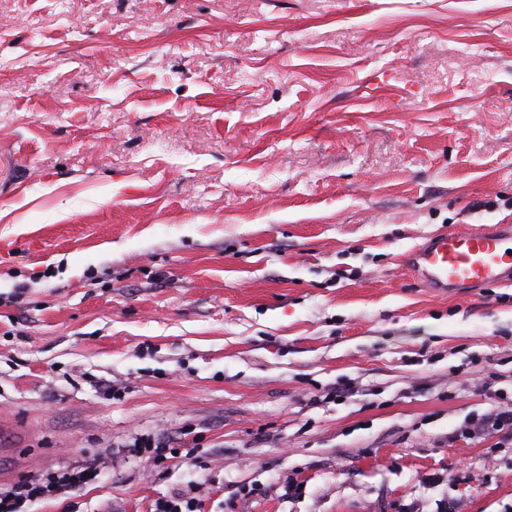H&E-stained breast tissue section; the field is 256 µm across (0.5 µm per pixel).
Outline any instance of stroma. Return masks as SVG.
Wrapping results in <instances>:
<instances>
[{
	"instance_id": "35a3bbf8",
	"label": "stroma",
	"mask_w": 512,
	"mask_h": 512,
	"mask_svg": "<svg viewBox=\"0 0 512 512\" xmlns=\"http://www.w3.org/2000/svg\"><path fill=\"white\" fill-rule=\"evenodd\" d=\"M482 224L512 0H0V486L96 458L30 512H512L471 429L512 284L401 266Z\"/></svg>"
}]
</instances>
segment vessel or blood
<instances>
[{
  "label": "vessel or blood",
  "mask_w": 512,
  "mask_h": 512,
  "mask_svg": "<svg viewBox=\"0 0 512 512\" xmlns=\"http://www.w3.org/2000/svg\"><path fill=\"white\" fill-rule=\"evenodd\" d=\"M401 264L415 281L442 295L512 284V225L436 232Z\"/></svg>",
  "instance_id": "obj_1"
}]
</instances>
